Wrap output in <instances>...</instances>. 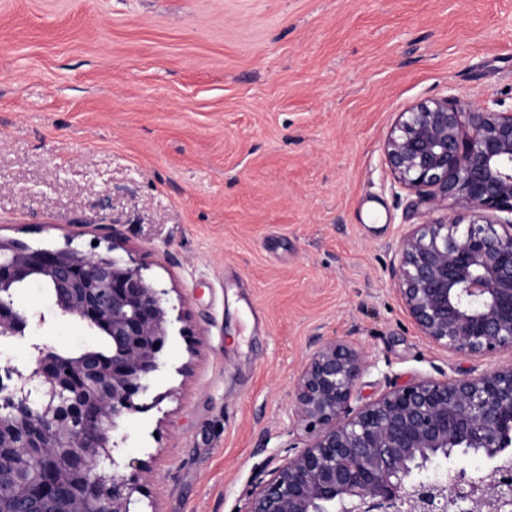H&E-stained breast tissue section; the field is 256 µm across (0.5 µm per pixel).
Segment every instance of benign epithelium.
I'll return each instance as SVG.
<instances>
[{
	"label": "benign epithelium",
	"mask_w": 512,
	"mask_h": 512,
	"mask_svg": "<svg viewBox=\"0 0 512 512\" xmlns=\"http://www.w3.org/2000/svg\"><path fill=\"white\" fill-rule=\"evenodd\" d=\"M398 184L435 211L456 212L404 234L391 276L420 335L469 357L512 351V111L462 112L454 98L399 113L384 142ZM86 251L66 238L33 247L0 238V339L22 337L30 317L14 303L34 283L52 311L111 338L106 355L66 358L35 345L27 372L0 376V512H130L139 479L112 458L114 432L159 369L171 321L168 291L144 267ZM368 367L353 341L328 338L294 386L293 414L314 432L277 467L244 512H512V364L461 378L426 376L352 405ZM473 454L493 464L475 481L444 467Z\"/></svg>",
	"instance_id": "1"
}]
</instances>
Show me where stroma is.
<instances>
[{
    "label": "stroma",
    "mask_w": 512,
    "mask_h": 512,
    "mask_svg": "<svg viewBox=\"0 0 512 512\" xmlns=\"http://www.w3.org/2000/svg\"><path fill=\"white\" fill-rule=\"evenodd\" d=\"M447 96L512 109V0H0V237H109L169 291L147 408L118 431L135 512H242L312 437L291 391L322 339L372 360L357 406L512 362L434 347L391 277L436 215L383 143ZM97 342L48 315L0 366Z\"/></svg>",
    "instance_id": "obj_1"
}]
</instances>
